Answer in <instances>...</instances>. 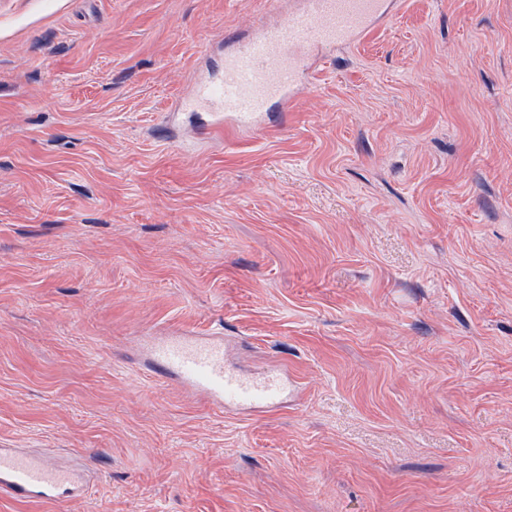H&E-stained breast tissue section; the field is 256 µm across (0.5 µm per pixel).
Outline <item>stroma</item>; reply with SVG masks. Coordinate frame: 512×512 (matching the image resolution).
<instances>
[{
  "label": "stroma",
  "instance_id": "35a3bbf8",
  "mask_svg": "<svg viewBox=\"0 0 512 512\" xmlns=\"http://www.w3.org/2000/svg\"><path fill=\"white\" fill-rule=\"evenodd\" d=\"M275 125L165 117L268 0H0V512H512V0H395ZM300 392L239 415L143 340ZM91 481L87 460L79 459L64 469L48 453L30 454L0 447V494L15 501L58 502L86 495Z\"/></svg>",
  "mask_w": 512,
  "mask_h": 512
}]
</instances>
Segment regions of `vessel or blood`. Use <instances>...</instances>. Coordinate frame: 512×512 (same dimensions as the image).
Returning a JSON list of instances; mask_svg holds the SVG:
<instances>
[{"label": "vessel or blood", "instance_id": "1", "mask_svg": "<svg viewBox=\"0 0 512 512\" xmlns=\"http://www.w3.org/2000/svg\"><path fill=\"white\" fill-rule=\"evenodd\" d=\"M393 9V0H275L276 19L225 38L219 72L173 109L211 112L223 116L225 131L252 134L275 108L294 100L322 59L362 41ZM149 352L150 367L164 378L228 412L281 406L298 388L278 375L239 372L220 336L173 332L150 341ZM91 481L87 460L65 469L49 454L0 447V494L13 500L58 502L87 494Z\"/></svg>", "mask_w": 512, "mask_h": 512}]
</instances>
